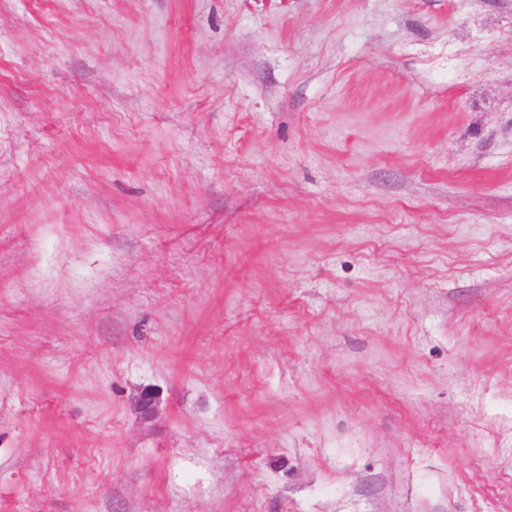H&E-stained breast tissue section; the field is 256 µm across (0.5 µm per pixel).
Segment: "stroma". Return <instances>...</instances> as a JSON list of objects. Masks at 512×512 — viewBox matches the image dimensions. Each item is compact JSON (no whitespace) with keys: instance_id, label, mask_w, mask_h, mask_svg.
Wrapping results in <instances>:
<instances>
[{"instance_id":"stroma-1","label":"stroma","mask_w":512,"mask_h":512,"mask_svg":"<svg viewBox=\"0 0 512 512\" xmlns=\"http://www.w3.org/2000/svg\"><path fill=\"white\" fill-rule=\"evenodd\" d=\"M0 512H512V0H0Z\"/></svg>"}]
</instances>
